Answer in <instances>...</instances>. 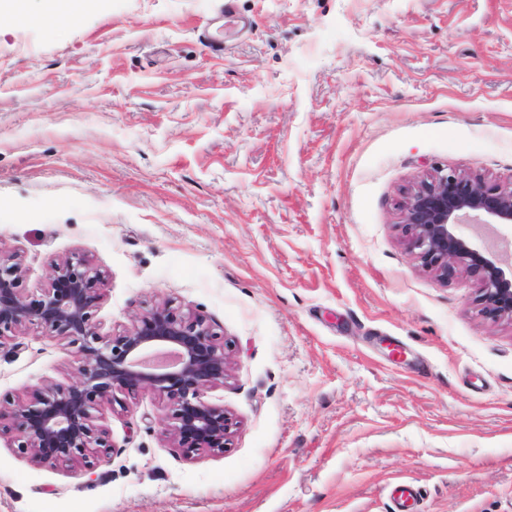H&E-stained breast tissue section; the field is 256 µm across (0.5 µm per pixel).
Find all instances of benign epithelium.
<instances>
[{"label":"benign epithelium","instance_id":"benign-epithelium-1","mask_svg":"<svg viewBox=\"0 0 512 512\" xmlns=\"http://www.w3.org/2000/svg\"><path fill=\"white\" fill-rule=\"evenodd\" d=\"M409 251L442 279L458 269L476 277L478 312L512 323V263H503L459 227L512 225V184H491L455 171L423 178L399 204ZM20 265L0 258V341L33 325L51 337L78 345L73 384L47 386L28 401L0 406V424L18 431L20 448L37 464L79 463L107 447L94 424L98 402L116 390H148L172 408L169 439L189 458L224 453L231 421L224 407L202 400L205 389L224 384V342L206 318L159 304L135 318L121 334L104 336L94 320L100 297L97 274L87 260L56 267L42 298L27 302L16 288Z\"/></svg>","mask_w":512,"mask_h":512}]
</instances>
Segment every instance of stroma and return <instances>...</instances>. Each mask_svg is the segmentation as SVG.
Masks as SVG:
<instances>
[{
    "label": "stroma",
    "instance_id": "1",
    "mask_svg": "<svg viewBox=\"0 0 512 512\" xmlns=\"http://www.w3.org/2000/svg\"><path fill=\"white\" fill-rule=\"evenodd\" d=\"M512 181V0H39L0 18V256L41 298L101 277L105 335L169 302L224 340L232 426L186 459L121 392L94 467L0 427V512H512V325L407 250L434 170ZM68 341L0 343V401L76 380Z\"/></svg>",
    "mask_w": 512,
    "mask_h": 512
}]
</instances>
